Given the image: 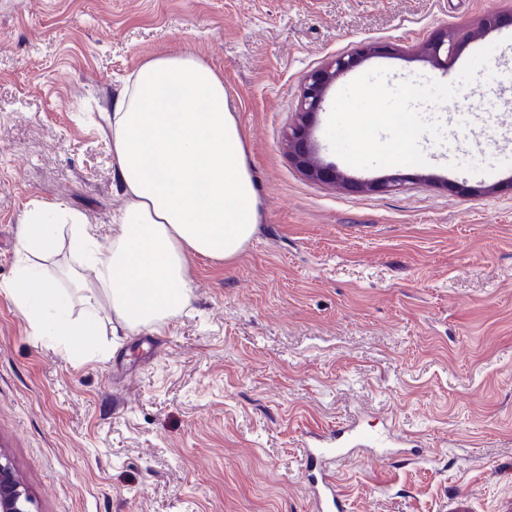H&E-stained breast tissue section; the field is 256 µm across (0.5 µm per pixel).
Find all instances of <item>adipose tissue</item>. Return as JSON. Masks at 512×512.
Returning a JSON list of instances; mask_svg holds the SVG:
<instances>
[{"label":"adipose tissue","mask_w":512,"mask_h":512,"mask_svg":"<svg viewBox=\"0 0 512 512\" xmlns=\"http://www.w3.org/2000/svg\"><path fill=\"white\" fill-rule=\"evenodd\" d=\"M112 165L127 198L117 233L103 244L64 203L25 213L17 262L4 291L32 329L69 356L89 351L95 313L73 316L71 297L42 280L32 258L56 255L61 238L94 270L71 272L75 291L95 289L131 330L161 326L187 306L184 252L228 261L260 222L259 196L239 121L223 80L193 56L142 64L111 98Z\"/></svg>","instance_id":"1"}]
</instances>
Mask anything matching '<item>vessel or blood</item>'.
Masks as SVG:
<instances>
[{"label": "vessel or blood", "instance_id": "b4317fda", "mask_svg": "<svg viewBox=\"0 0 512 512\" xmlns=\"http://www.w3.org/2000/svg\"><path fill=\"white\" fill-rule=\"evenodd\" d=\"M399 442L389 429L379 432L365 430L350 421L332 431L319 445L303 442L305 479L313 497L314 512H342L344 498L336 485L332 471L337 464L359 448H391Z\"/></svg>", "mask_w": 512, "mask_h": 512}]
</instances>
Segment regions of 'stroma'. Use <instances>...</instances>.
<instances>
[{
    "label": "stroma",
    "mask_w": 512,
    "mask_h": 512,
    "mask_svg": "<svg viewBox=\"0 0 512 512\" xmlns=\"http://www.w3.org/2000/svg\"><path fill=\"white\" fill-rule=\"evenodd\" d=\"M442 30L444 71L421 52ZM367 41L394 51L310 126L346 183L312 180L286 146L301 85ZM177 51L224 78L261 222L232 261L186 253L160 331L97 302L85 359L0 291V449L34 512H312L300 444L357 416L422 453L339 464L348 512H512V0H0V287L34 203L111 239L110 97Z\"/></svg>",
    "instance_id": "stroma-1"
}]
</instances>
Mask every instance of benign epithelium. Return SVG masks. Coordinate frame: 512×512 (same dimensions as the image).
<instances>
[{"mask_svg":"<svg viewBox=\"0 0 512 512\" xmlns=\"http://www.w3.org/2000/svg\"><path fill=\"white\" fill-rule=\"evenodd\" d=\"M455 49L454 38L448 32H440L423 45V52L437 68L448 66V57ZM391 47L371 41L354 48L349 53L335 56L323 67L308 74L301 86L298 113L300 122L288 132L287 146L305 174L317 181L340 184L343 176L331 166L315 165L310 161L311 146L309 127L311 119L321 111L327 93L340 75L355 68L365 58L386 55ZM32 497L18 476L9 456L0 450V512H32Z\"/></svg>","mask_w":512,"mask_h":512,"instance_id":"benign-epithelium-1","label":"benign epithelium"}]
</instances>
